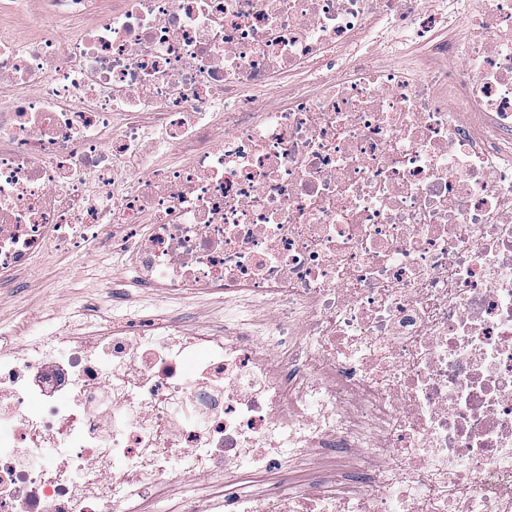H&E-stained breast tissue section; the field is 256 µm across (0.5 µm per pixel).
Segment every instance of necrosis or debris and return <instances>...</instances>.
Returning <instances> with one entry per match:
<instances>
[{
	"label": "necrosis or debris",
	"instance_id": "1",
	"mask_svg": "<svg viewBox=\"0 0 512 512\" xmlns=\"http://www.w3.org/2000/svg\"><path fill=\"white\" fill-rule=\"evenodd\" d=\"M40 2L0 277L118 224L224 319L0 335V512H512V0Z\"/></svg>",
	"mask_w": 512,
	"mask_h": 512
}]
</instances>
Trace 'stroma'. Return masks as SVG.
I'll list each match as a JSON object with an SVG mask.
<instances>
[{
    "label": "stroma",
    "instance_id": "obj_1",
    "mask_svg": "<svg viewBox=\"0 0 512 512\" xmlns=\"http://www.w3.org/2000/svg\"><path fill=\"white\" fill-rule=\"evenodd\" d=\"M20 287L0 290V333L23 330L26 339L53 333L64 315H77L87 301L111 306L112 291H128V305L143 315H163L179 308L173 297L152 295L133 284V273L106 247H92L82 257L62 252L37 260L20 274Z\"/></svg>",
    "mask_w": 512,
    "mask_h": 512
}]
</instances>
